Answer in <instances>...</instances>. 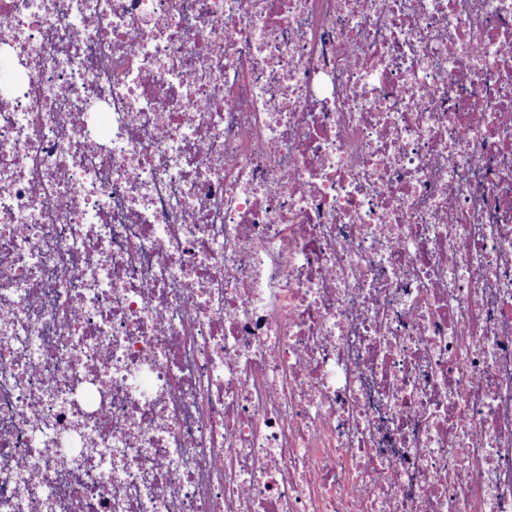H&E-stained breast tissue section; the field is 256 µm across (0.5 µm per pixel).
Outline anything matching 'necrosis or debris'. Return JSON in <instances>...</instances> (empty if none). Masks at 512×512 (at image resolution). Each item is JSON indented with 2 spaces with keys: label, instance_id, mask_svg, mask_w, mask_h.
<instances>
[{
  "label": "necrosis or debris",
  "instance_id": "4bbe7bcc",
  "mask_svg": "<svg viewBox=\"0 0 512 512\" xmlns=\"http://www.w3.org/2000/svg\"><path fill=\"white\" fill-rule=\"evenodd\" d=\"M1 54L0 512H512V0H0Z\"/></svg>",
  "mask_w": 512,
  "mask_h": 512
}]
</instances>
